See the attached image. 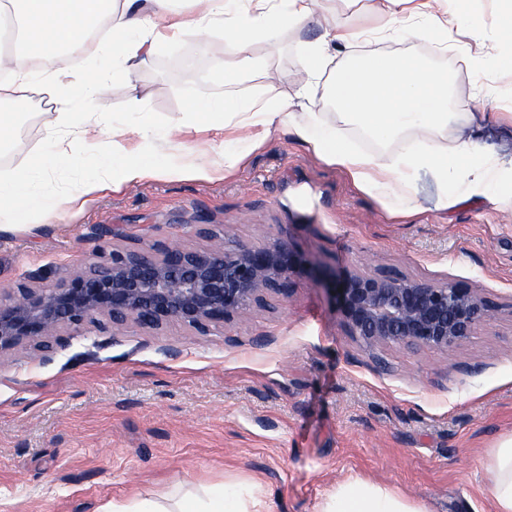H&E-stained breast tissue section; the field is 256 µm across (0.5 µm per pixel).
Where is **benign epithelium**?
<instances>
[{"label":"benign epithelium","instance_id":"obj_1","mask_svg":"<svg viewBox=\"0 0 512 512\" xmlns=\"http://www.w3.org/2000/svg\"><path fill=\"white\" fill-rule=\"evenodd\" d=\"M307 272V260L277 239L211 250H114L56 283L19 287L20 298L0 302V356L29 343L45 352L62 345L60 330L106 317L114 327L132 320L160 329L178 322L198 333L266 304ZM337 316L369 351L403 345L454 350L492 316L481 292L451 282L347 271L332 281Z\"/></svg>","mask_w":512,"mask_h":512}]
</instances>
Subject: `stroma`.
I'll use <instances>...</instances> for the list:
<instances>
[{
    "mask_svg": "<svg viewBox=\"0 0 512 512\" xmlns=\"http://www.w3.org/2000/svg\"><path fill=\"white\" fill-rule=\"evenodd\" d=\"M373 0H335L360 32L354 45L309 77L304 47L322 30L312 23L259 38L239 82L224 81L223 53L203 55L193 34L166 31L135 75L138 107L111 95L78 107L68 125L56 84L79 93L88 71L110 74L112 57L67 62L55 83L38 80L25 112L0 149V171L46 161L36 185L65 196L94 174L106 138L83 140L89 122L131 123L155 135L188 120L186 97L266 99L305 92V109L335 127L349 147L398 153L411 142L380 140L342 122L329 99L337 71L375 56L411 55L448 75V109L470 124L498 167L512 166V70L492 64L495 0H473L484 21L473 34L455 21L457 42L382 30ZM275 71L267 83L262 64ZM494 91L485 109L481 87ZM212 130H188L163 149L179 166L195 150L224 146L222 118ZM448 187L428 168L413 182L416 211L391 216L385 203L355 186L338 166L317 159L282 132L227 177L166 175L90 196L53 221L32 214L0 229V300L19 284L57 280L113 250L155 244L208 249L280 238L310 263L312 276L266 309L200 334L172 322L153 330L86 324L65 331L63 347L28 345L0 356V512H101L167 489L217 487L265 502L268 512H316L337 484L359 478L390 487L428 512H494L492 448L512 437V209L494 201L438 206ZM109 236H101L102 228ZM386 270L477 288L494 318L455 351L392 346L390 368L339 323L326 286L345 269Z\"/></svg>",
    "mask_w": 512,
    "mask_h": 512,
    "instance_id": "obj_1",
    "label": "stroma"
}]
</instances>
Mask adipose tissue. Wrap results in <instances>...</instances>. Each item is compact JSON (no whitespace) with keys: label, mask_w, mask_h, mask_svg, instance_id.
Listing matches in <instances>:
<instances>
[{"label":"adipose tissue","mask_w":512,"mask_h":512,"mask_svg":"<svg viewBox=\"0 0 512 512\" xmlns=\"http://www.w3.org/2000/svg\"><path fill=\"white\" fill-rule=\"evenodd\" d=\"M270 0H150L151 10L136 8V0H0V24L11 22L18 32L8 80L0 82V100L13 97L27 86L31 71L57 73L65 58L83 50L85 38L95 27L107 25L101 50L111 52V76L89 75L83 101L101 102L115 89L134 95L135 69L150 55L160 28L199 36L202 52L215 46L209 34L223 27L224 40L232 45L235 58L224 65V79L240 80L239 63L248 59L252 45L264 34L281 27H302L317 19L324 30L323 41L306 46L310 72H318L328 59L333 42L352 44L355 33L337 16L333 0H288L287 11L270 7ZM332 96L343 116L357 121L368 133L380 138L395 137L407 130L421 133L415 149L402 153L366 155L337 140L335 128H326L317 115L299 118L293 99L270 98L258 102L250 97H231L205 103L187 99L185 111L206 119L223 117L234 130V143L243 149L234 156L242 162L249 152L266 143L271 132L283 129L307 146L323 162L346 169L363 192L397 202L401 213L412 210L411 189L415 173L424 166L438 171L441 179L463 186V193L444 196L439 206L451 209L473 199L512 201V172L501 173L483 157L466 128L449 129L448 77L426 70L409 56L375 57L361 66L340 69L332 85ZM138 127L112 126L108 137L113 150L101 158L97 179L80 193L63 198L47 197L33 183L44 170L42 158H32L20 173L0 176V212L14 213L23 223L26 213L37 212L56 218L62 208L80 204L82 197L105 187L120 190L157 177L161 169L148 157L122 159L117 152L125 141L142 136ZM489 469L494 476L492 496L496 512H512V438L494 448ZM111 512H261L247 508L239 499L215 491L199 497L190 493L175 496L157 493L135 506L115 503ZM318 512H427L390 488L365 480L337 485Z\"/></svg>","instance_id":"ef3b65f1"}]
</instances>
